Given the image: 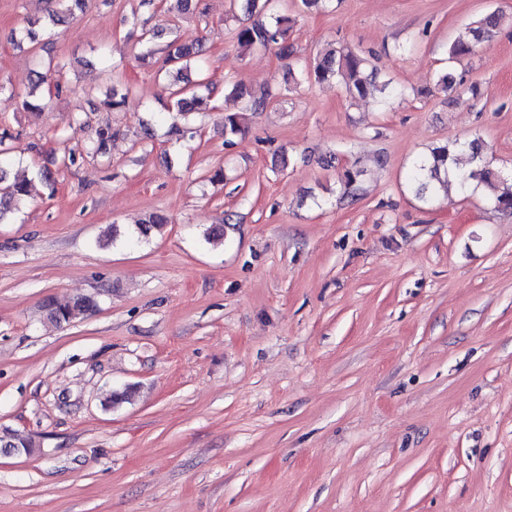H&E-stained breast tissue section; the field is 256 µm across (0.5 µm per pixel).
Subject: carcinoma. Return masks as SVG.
Here are the masks:
<instances>
[{
  "instance_id": "1",
  "label": "carcinoma",
  "mask_w": 512,
  "mask_h": 512,
  "mask_svg": "<svg viewBox=\"0 0 512 512\" xmlns=\"http://www.w3.org/2000/svg\"><path fill=\"white\" fill-rule=\"evenodd\" d=\"M57 4L58 8L30 23L24 34L26 40L36 43L46 30L67 24L75 12L84 7L85 0H57ZM237 8L247 13L246 22L236 31L239 47L250 50L257 46L281 45L283 55L294 60V63L288 65L291 79L299 76L309 84L334 79L344 85L350 96L355 99L379 95V106L382 109L388 108L393 99L404 95L403 89L389 80L377 82V71L371 65L370 57L365 54L330 48L312 67L303 65L301 58L295 56L294 47L287 43V34L293 18L288 13L278 10L275 0H230V12H235ZM502 20L503 14L492 11L473 22L468 27L467 35L446 46L448 62L470 56L479 49L489 46ZM163 52L165 57L157 71L158 79L166 84L171 111L185 117L197 110L205 94L204 83L192 79V71L199 68L203 62L204 45L200 41L182 43L171 40L165 45ZM54 73L61 74L62 67L50 66L46 72L36 73L34 90L30 92V98L23 101L25 110L41 112L47 107L45 99L36 96V89ZM231 92L245 100L242 108L244 112H262L270 100L275 98V95L269 92L255 97L238 82L232 84ZM244 132L240 113L224 114V144H232V137ZM462 156L467 157V169L460 166ZM9 166L7 152L0 148V222L8 216L11 201L29 193L28 181L8 180ZM364 174V168L356 163L343 169L340 180L347 193L355 194L358 182ZM411 186L416 196L425 201L432 199L442 190L448 192L455 189L461 194L480 190L494 210L512 214V185L508 184V175L490 166L476 139L439 146L433 149L431 155L416 160L412 170ZM93 307L92 300L87 297L76 299L51 308L50 318L59 324L70 323L83 318Z\"/></svg>"
}]
</instances>
